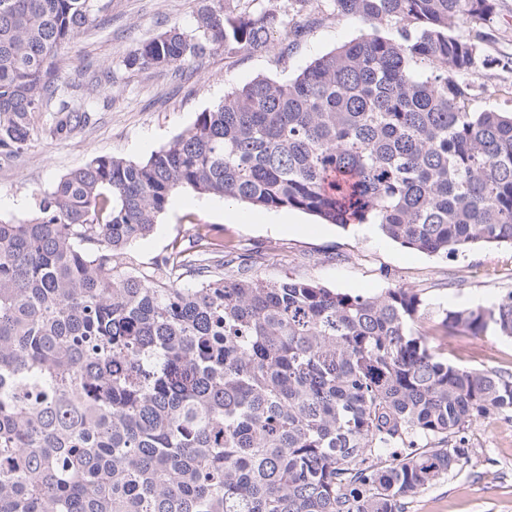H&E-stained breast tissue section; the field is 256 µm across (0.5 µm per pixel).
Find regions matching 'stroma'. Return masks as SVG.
Returning <instances> with one entry per match:
<instances>
[{
    "instance_id": "stroma-1",
    "label": "stroma",
    "mask_w": 512,
    "mask_h": 512,
    "mask_svg": "<svg viewBox=\"0 0 512 512\" xmlns=\"http://www.w3.org/2000/svg\"><path fill=\"white\" fill-rule=\"evenodd\" d=\"M199 7L200 0H111L107 11L66 47L60 92L87 105L95 122L66 139L35 132L25 155L0 159V219L31 216L41 194L92 157L147 159L233 88L259 76L287 80L363 29L356 19L334 15L330 0H321L316 23L286 60L274 50L239 61L217 52L176 74L126 66L138 43L171 24L192 30ZM483 50L490 64L473 77L483 92L471 108L512 112V69L505 65L512 57V0H500ZM197 224L223 228L225 243L237 246L239 257L225 266V276L272 283L293 278L367 296L398 286L413 289L433 312L414 330L425 335L434 353L460 366L512 372V338L492 329L480 336L449 335L440 326L445 311L486 305L512 291L510 246L431 256L400 246L370 224L342 228L296 210L253 211L244 203L178 190L154 231L132 247L135 262L148 264L173 243L186 242ZM464 437L467 463L428 485L405 512H512V412L472 424Z\"/></svg>"
}]
</instances>
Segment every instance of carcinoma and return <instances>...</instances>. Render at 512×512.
Returning a JSON list of instances; mask_svg holds the SVG:
<instances>
[{
    "label": "carcinoma",
    "mask_w": 512,
    "mask_h": 512,
    "mask_svg": "<svg viewBox=\"0 0 512 512\" xmlns=\"http://www.w3.org/2000/svg\"><path fill=\"white\" fill-rule=\"evenodd\" d=\"M106 2L0 0L1 156L28 150L39 112L52 138L90 123L58 96L57 57ZM201 2L192 32L172 24L127 65L249 56L318 8ZM332 7L367 32L291 80L227 92L147 160L96 156L33 217L0 220V512H405L468 460V427L512 410V372L439 360L412 331L410 288L227 279L212 226L128 270L179 189L374 224L430 255L512 245V113L470 109L498 0ZM441 325L512 337V292Z\"/></svg>",
    "instance_id": "carcinoma-1"
}]
</instances>
